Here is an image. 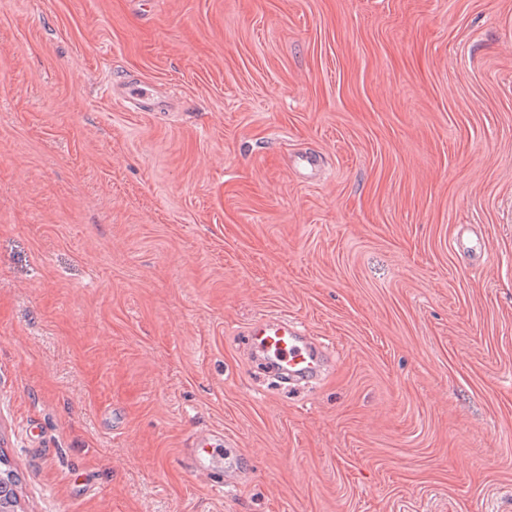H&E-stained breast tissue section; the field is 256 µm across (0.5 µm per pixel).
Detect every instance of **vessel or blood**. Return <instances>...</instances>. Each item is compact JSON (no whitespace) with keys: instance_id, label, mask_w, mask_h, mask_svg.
I'll use <instances>...</instances> for the list:
<instances>
[{"instance_id":"1","label":"vessel or blood","mask_w":512,"mask_h":512,"mask_svg":"<svg viewBox=\"0 0 512 512\" xmlns=\"http://www.w3.org/2000/svg\"><path fill=\"white\" fill-rule=\"evenodd\" d=\"M106 91L146 112H160L169 106L168 100L159 96L151 85L139 81L110 84ZM248 337L254 357L271 365L289 381L311 382L320 377L324 363L321 350L287 319L256 318L248 328ZM234 465L233 459L220 460L210 454L188 458L190 471L204 476L212 491L219 495L228 485Z\"/></svg>"}]
</instances>
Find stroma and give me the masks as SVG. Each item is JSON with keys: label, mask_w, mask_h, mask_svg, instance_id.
<instances>
[{"label": "stroma", "mask_w": 512, "mask_h": 512, "mask_svg": "<svg viewBox=\"0 0 512 512\" xmlns=\"http://www.w3.org/2000/svg\"><path fill=\"white\" fill-rule=\"evenodd\" d=\"M152 3L0 0L21 512H512V0ZM263 315L322 381L255 359ZM106 91L111 99L113 95L146 112H162L169 107L166 98L159 96L151 85L141 81H127L115 86L110 80ZM252 354L263 364H270L289 382H311L322 373V351L312 344L288 318L258 317L248 328ZM207 446H209L207 443L201 444L199 447V454H190L187 463L190 471L194 475L204 476L206 480L209 481L214 493L223 495L224 486H228L230 481V470H232L233 467L236 468V462L229 456H225L223 461L222 458L217 459L209 453H207L208 455H203L200 452V448L204 450ZM222 462L224 470L221 469Z\"/></svg>", "instance_id": "35a3bbf8"}]
</instances>
